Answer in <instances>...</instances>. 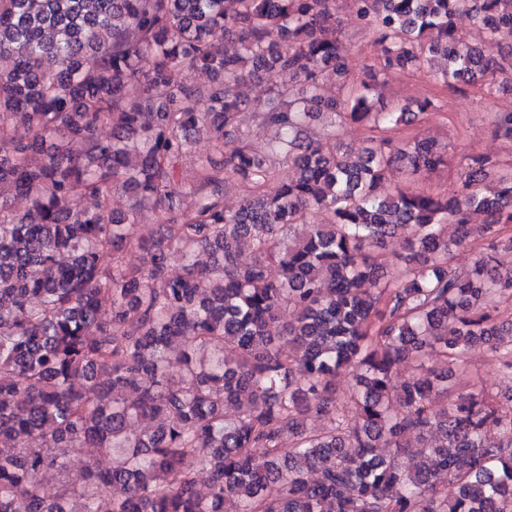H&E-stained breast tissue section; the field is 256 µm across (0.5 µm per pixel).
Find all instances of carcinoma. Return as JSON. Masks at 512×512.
I'll return each instance as SVG.
<instances>
[{
	"label": "carcinoma",
	"mask_w": 512,
	"mask_h": 512,
	"mask_svg": "<svg viewBox=\"0 0 512 512\" xmlns=\"http://www.w3.org/2000/svg\"><path fill=\"white\" fill-rule=\"evenodd\" d=\"M350 10L385 43L384 69L441 57L449 85L494 75L512 37V0ZM338 26L336 0H0V512H512V395L457 391L477 348L512 377V266L493 256L512 246V168L473 155L461 195L412 185L445 165L440 145L400 136L415 112L370 96L377 73L350 82ZM198 70L219 80L205 108L185 78ZM260 74L263 100L246 92ZM248 110L274 131L262 151ZM327 111L338 123L314 130ZM348 121L372 132L359 156L336 129ZM198 132L211 152L194 159ZM280 156L296 171L282 182ZM393 171L407 184L383 194ZM397 236L404 255L386 251ZM74 465L83 481L51 496L33 480Z\"/></svg>",
	"instance_id": "obj_1"
}]
</instances>
